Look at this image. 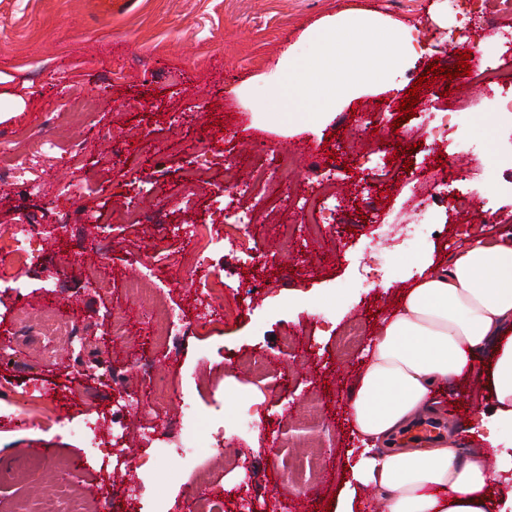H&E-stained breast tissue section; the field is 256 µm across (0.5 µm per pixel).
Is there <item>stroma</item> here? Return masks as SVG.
Masks as SVG:
<instances>
[{
  "label": "stroma",
  "mask_w": 512,
  "mask_h": 512,
  "mask_svg": "<svg viewBox=\"0 0 512 512\" xmlns=\"http://www.w3.org/2000/svg\"><path fill=\"white\" fill-rule=\"evenodd\" d=\"M494 9L495 0H0V94L25 102L0 119V165L35 156L28 177L45 188L32 196L0 183V512L58 484L89 512H193L207 501L221 512H326L346 489L348 451L361 445L348 396L383 310L423 263L447 262L476 237L512 239V122L487 106L481 85L444 77L421 89L416 112L448 118L438 149L430 128L401 110L373 132L360 119L480 41L512 71V29L486 24ZM366 16L414 27L427 48L407 60L397 90L337 102L324 121L311 96H294L289 112L257 111V100L297 87L276 63L309 54L319 23ZM464 26L468 42L449 49ZM462 98L468 112L453 114ZM206 138L211 179L186 205L189 146ZM373 143L386 152L387 175L365 157ZM417 143L438 183L423 210L405 168ZM286 146L297 163L289 185L276 187L246 234L226 227L224 210L237 203L222 192L225 160L246 181L271 148ZM331 169L329 221L305 224L297 202ZM155 180L164 200L132 197L131 184ZM133 205L141 223H115ZM84 214L103 227L98 246ZM14 224L36 228L34 261L15 258L6 236ZM411 224L417 237L406 249ZM181 225L196 237L175 252L170 229ZM158 254L168 263L146 277ZM206 255L224 280L210 300L221 319L174 342L158 336L168 310L199 312L191 271ZM252 276L262 282L253 292ZM55 305L84 343L43 336ZM119 310L127 326L116 336ZM82 358L99 363L97 379L78 375ZM121 392L131 397L124 408ZM184 392L223 427L226 450L177 453L169 422ZM102 417L115 423L103 447L122 433L130 462L115 473L72 431ZM313 454L321 468L308 480L301 464Z\"/></svg>",
  "instance_id": "1"
}]
</instances>
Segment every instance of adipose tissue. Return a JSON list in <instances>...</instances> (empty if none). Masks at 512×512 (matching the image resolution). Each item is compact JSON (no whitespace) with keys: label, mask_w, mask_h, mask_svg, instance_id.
Instances as JSON below:
<instances>
[{"label":"adipose tissue","mask_w":512,"mask_h":512,"mask_svg":"<svg viewBox=\"0 0 512 512\" xmlns=\"http://www.w3.org/2000/svg\"><path fill=\"white\" fill-rule=\"evenodd\" d=\"M411 28L389 29L375 52V66L357 57L341 20L321 23L313 42L318 55H334L319 93L321 110L365 92L375 75L394 88L405 54L413 47ZM512 243L477 240L403 290L385 311L352 386L351 417L377 450L361 453L350 467L352 482L376 485L384 512H496L498 498L512 505V489L491 484L492 471H512ZM498 352L486 364L475 353L490 336ZM485 377L496 434L489 449L510 456L490 458L489 449L458 448L439 440L429 448L393 450L392 434L435 403L442 382Z\"/></svg>","instance_id":"obj_1"}]
</instances>
